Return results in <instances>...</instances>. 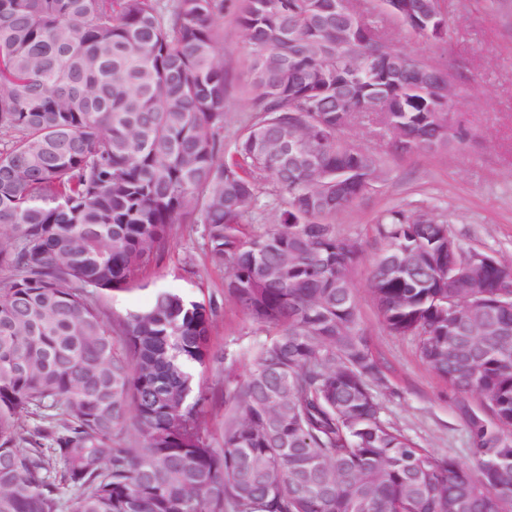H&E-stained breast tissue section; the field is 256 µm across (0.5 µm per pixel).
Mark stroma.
I'll list each match as a JSON object with an SVG mask.
<instances>
[{"label":"stroma","instance_id":"35a3bbf8","mask_svg":"<svg viewBox=\"0 0 512 512\" xmlns=\"http://www.w3.org/2000/svg\"><path fill=\"white\" fill-rule=\"evenodd\" d=\"M363 17L378 22L387 39L413 58L446 68L453 86L451 114L468 138L438 152L393 153L389 134L375 117H358L346 134L384 160L373 192L336 218L338 231L358 240L361 262L352 273L360 325L386 369L375 391L386 418L420 445L439 455L469 462V434L460 404L484 405L481 395L455 393L419 356L412 337L389 332L368 288L372 264L383 244L375 220L385 209L425 205L447 220L466 247L512 262V0H445L448 32L444 40L417 37L382 13L379 0H353ZM237 0H226L220 32L224 67L232 90L225 103L224 143L245 118L239 89L245 80L248 46L236 23ZM223 268L211 264L199 224L176 226L167 247L131 290L89 297L108 317L146 307L156 290L173 289L217 305L212 344L219 361L199 369L205 397L203 426L220 440L224 390L245 377L265 333L224 296Z\"/></svg>","mask_w":512,"mask_h":512}]
</instances>
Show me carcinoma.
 I'll list each match as a JSON object with an SVG mask.
<instances>
[{"mask_svg":"<svg viewBox=\"0 0 512 512\" xmlns=\"http://www.w3.org/2000/svg\"><path fill=\"white\" fill-rule=\"evenodd\" d=\"M380 2L418 37L447 34L442 17L415 31L437 0ZM224 7L0 0V512H512V264L475 271L422 209L376 221L386 328L486 401L463 408L466 465L386 419L351 278L361 248L335 224L383 164L344 138L336 97L377 114L395 153L447 149L467 133L444 136V95L423 79L446 71L336 0H240L248 116L226 154ZM264 194L281 205L258 232L244 220ZM177 224L203 225L227 297L267 336L225 392L219 448L192 398L217 308L159 290L111 322L88 298L128 290Z\"/></svg>","mask_w":512,"mask_h":512,"instance_id":"carcinoma-1","label":"carcinoma"}]
</instances>
